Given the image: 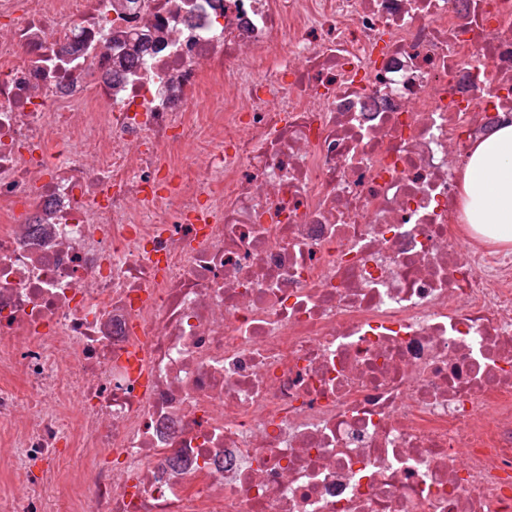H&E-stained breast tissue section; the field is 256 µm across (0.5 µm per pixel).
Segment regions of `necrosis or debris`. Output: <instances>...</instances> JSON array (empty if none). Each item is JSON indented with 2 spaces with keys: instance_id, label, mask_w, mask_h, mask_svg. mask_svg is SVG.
I'll return each instance as SVG.
<instances>
[{
  "instance_id": "obj_1",
  "label": "necrosis or debris",
  "mask_w": 512,
  "mask_h": 512,
  "mask_svg": "<svg viewBox=\"0 0 512 512\" xmlns=\"http://www.w3.org/2000/svg\"><path fill=\"white\" fill-rule=\"evenodd\" d=\"M507 119L512 0H0V512H512ZM464 220L512 249V123L478 140L463 177Z\"/></svg>"
}]
</instances>
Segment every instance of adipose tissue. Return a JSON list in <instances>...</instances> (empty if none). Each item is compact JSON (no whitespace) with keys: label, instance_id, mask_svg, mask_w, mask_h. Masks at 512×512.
<instances>
[{"label":"adipose tissue","instance_id":"adipose-tissue-1","mask_svg":"<svg viewBox=\"0 0 512 512\" xmlns=\"http://www.w3.org/2000/svg\"><path fill=\"white\" fill-rule=\"evenodd\" d=\"M464 220L485 239L512 244V123L478 140L463 177Z\"/></svg>","mask_w":512,"mask_h":512}]
</instances>
